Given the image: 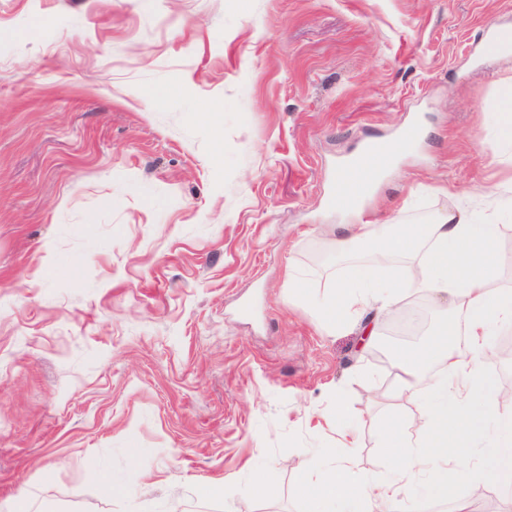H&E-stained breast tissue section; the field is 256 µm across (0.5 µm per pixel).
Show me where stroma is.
<instances>
[{
	"instance_id": "1",
	"label": "stroma",
	"mask_w": 512,
	"mask_h": 512,
	"mask_svg": "<svg viewBox=\"0 0 512 512\" xmlns=\"http://www.w3.org/2000/svg\"><path fill=\"white\" fill-rule=\"evenodd\" d=\"M495 27L512 0H0V502L308 512L296 475L335 447L316 424L340 400L354 477L386 475L379 431L419 411L399 359L460 319L410 292L414 331L367 309L365 348L290 278L320 297L366 260L333 249L351 221L337 171L407 123L422 136L365 219L512 195ZM510 337L496 329L484 366L502 388ZM92 466L125 496L88 484Z\"/></svg>"
}]
</instances>
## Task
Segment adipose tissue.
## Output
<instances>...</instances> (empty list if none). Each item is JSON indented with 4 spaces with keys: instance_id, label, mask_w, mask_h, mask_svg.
Returning <instances> with one entry per match:
<instances>
[{
    "instance_id": "ef3b65f1",
    "label": "adipose tissue",
    "mask_w": 512,
    "mask_h": 512,
    "mask_svg": "<svg viewBox=\"0 0 512 512\" xmlns=\"http://www.w3.org/2000/svg\"><path fill=\"white\" fill-rule=\"evenodd\" d=\"M335 235L337 253L364 248L371 260L357 267L354 285H340L321 300L319 313L327 326L346 328L369 303L384 304L413 290L462 315L468 347H454L443 320L411 355L400 388L419 397V414L396 419L381 431V447L401 453L387 476L353 481L350 452L356 436L344 428L337 446L323 449L317 462L298 474L297 493L312 504V512H336L341 500L352 501L357 512H395L420 473L430 475L439 496L446 491L449 473L482 480L485 468L469 465L462 449L488 430L492 443L486 453L498 462L495 478L512 501V416L498 413L506 392L483 372L493 324L512 321V288L494 284L500 224L491 215L476 224L467 211L448 209L431 224H392L383 230L370 223L339 224ZM395 257L410 263L392 282L378 286L379 269Z\"/></svg>"
}]
</instances>
